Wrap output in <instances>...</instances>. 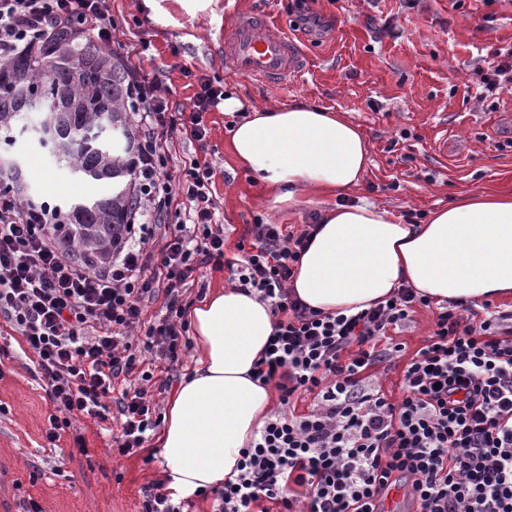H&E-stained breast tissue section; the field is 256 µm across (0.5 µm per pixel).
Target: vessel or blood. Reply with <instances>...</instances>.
Listing matches in <instances>:
<instances>
[{
  "label": "vessel or blood",
  "instance_id": "vessel-or-blood-1",
  "mask_svg": "<svg viewBox=\"0 0 512 512\" xmlns=\"http://www.w3.org/2000/svg\"><path fill=\"white\" fill-rule=\"evenodd\" d=\"M224 58L237 75L271 87L285 85L307 66L303 49L261 14L239 17L224 37Z\"/></svg>",
  "mask_w": 512,
  "mask_h": 512
}]
</instances>
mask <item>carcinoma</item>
Returning <instances> with one entry per match:
<instances>
[{
    "label": "carcinoma",
    "instance_id": "obj_1",
    "mask_svg": "<svg viewBox=\"0 0 512 512\" xmlns=\"http://www.w3.org/2000/svg\"><path fill=\"white\" fill-rule=\"evenodd\" d=\"M126 67L103 49L93 35L80 40L66 37L52 48L29 50L25 56L0 68V130L14 143L10 132L31 135L47 148L59 166L75 176H88L107 184L100 197L74 203L65 212L68 236L78 240L85 257L106 260L112 241L133 202L132 181L126 155L133 148L132 123L125 107ZM32 98L50 104L49 122L27 112ZM16 193L26 202L35 200L22 178L11 171Z\"/></svg>",
    "mask_w": 512,
    "mask_h": 512
}]
</instances>
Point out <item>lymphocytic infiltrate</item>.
<instances>
[{
    "label": "lymphocytic infiltrate",
    "instance_id": "obj_1",
    "mask_svg": "<svg viewBox=\"0 0 512 512\" xmlns=\"http://www.w3.org/2000/svg\"><path fill=\"white\" fill-rule=\"evenodd\" d=\"M87 29L111 48L110 0H0V66L30 44ZM197 85L188 111L175 112L157 76L129 68L137 203L108 262L75 258L49 205L0 189V319L36 359L54 409L48 441L76 416H115L112 440L125 456L160 425L144 360L179 362L187 281L224 265L216 168L198 156L175 162L170 149L180 132L209 150L203 116L223 103L224 83L201 76ZM318 230L288 233L260 217L249 229L232 283L271 305L273 333L253 370L275 386L280 407L242 451L236 479L213 489L212 512H377L394 485L408 488L413 512H512V312L476 320L456 304L439 306L433 333L403 370L400 398L390 400L373 370L403 350L390 330L430 300L404 285L350 316L308 307L290 282ZM159 298L164 317L146 322V305ZM302 395L314 409L289 413Z\"/></svg>",
    "mask_w": 512,
    "mask_h": 512
}]
</instances>
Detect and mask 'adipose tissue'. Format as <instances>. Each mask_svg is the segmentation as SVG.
I'll list each match as a JSON object with an SVG mask.
<instances>
[{
  "label": "adipose tissue",
  "instance_id": "obj_1",
  "mask_svg": "<svg viewBox=\"0 0 512 512\" xmlns=\"http://www.w3.org/2000/svg\"><path fill=\"white\" fill-rule=\"evenodd\" d=\"M232 155L272 191L339 195L370 166L365 136L313 104L252 110L234 129ZM301 256L292 287L311 308L352 315L406 283L437 302L512 298V194L476 193L407 224L375 204H335ZM195 368L172 391L158 440L177 497L235 479L241 451L271 410L252 368L272 333L268 302L228 287L189 315Z\"/></svg>",
  "mask_w": 512,
  "mask_h": 512
}]
</instances>
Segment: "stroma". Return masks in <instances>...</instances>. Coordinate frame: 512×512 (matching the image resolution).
<instances>
[{"instance_id":"obj_1","label":"stroma","mask_w":512,"mask_h":512,"mask_svg":"<svg viewBox=\"0 0 512 512\" xmlns=\"http://www.w3.org/2000/svg\"><path fill=\"white\" fill-rule=\"evenodd\" d=\"M288 0H214L196 14L165 0L171 23L157 21L144 0H112L113 37L147 42L130 65L158 75L170 105L189 106L195 79H223L245 107L285 108L313 102L346 114L364 131L371 163L364 181L342 197L275 209L270 192L241 169L230 150L238 118L218 109L204 116L213 192L224 224L227 260L255 217L295 231L315 223L322 207L368 200L403 219L474 191L512 193V89L482 97L475 69L512 44V0H316L325 31L296 30ZM241 12L267 14L296 33L307 56L299 78L272 88L235 74L224 60V32ZM36 200L63 206L105 190L102 182L58 168L47 151L17 144ZM0 323V486L5 512H140L143 487L164 478L161 456H122L96 420L78 417L49 443L52 406L35 379L31 354Z\"/></svg>"}]
</instances>
